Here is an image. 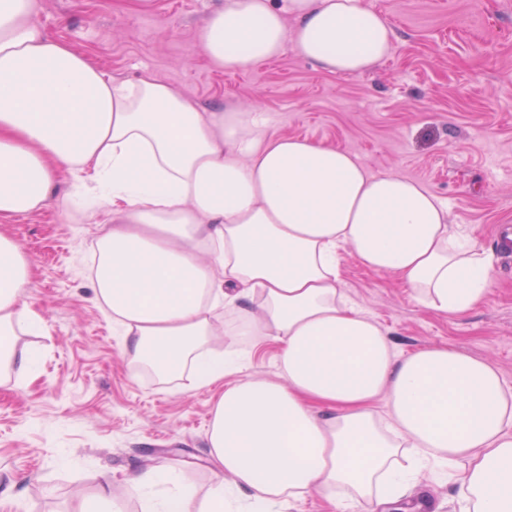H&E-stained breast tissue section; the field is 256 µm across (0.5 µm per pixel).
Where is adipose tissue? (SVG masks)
Instances as JSON below:
<instances>
[{
  "instance_id": "1",
  "label": "adipose tissue",
  "mask_w": 512,
  "mask_h": 512,
  "mask_svg": "<svg viewBox=\"0 0 512 512\" xmlns=\"http://www.w3.org/2000/svg\"><path fill=\"white\" fill-rule=\"evenodd\" d=\"M35 11V0H0V373L32 372L37 356L16 336L46 331L25 301L33 268L1 224L49 205L64 169L69 201L105 208L90 282L134 370L215 392L214 486L195 502L174 471L135 472L141 512H224L228 487L259 506L318 493L383 512L408 475L459 464L473 512H512V389L497 367L443 345L397 355L341 284L347 249L435 312L482 304L493 258L449 224L447 203L350 152L270 134L260 111L203 108L147 71L108 77ZM396 40L363 0H224L199 34L231 72L289 43L325 72L361 75ZM226 311L278 341V379H238L209 353ZM159 485L172 488L161 500Z\"/></svg>"
}]
</instances>
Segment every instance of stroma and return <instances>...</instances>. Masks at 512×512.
<instances>
[{
    "label": "stroma",
    "instance_id": "obj_1",
    "mask_svg": "<svg viewBox=\"0 0 512 512\" xmlns=\"http://www.w3.org/2000/svg\"><path fill=\"white\" fill-rule=\"evenodd\" d=\"M390 18L398 40L389 60L360 76L322 71L293 48L272 62L230 73L209 61L198 34L224 0H37L50 35L107 76L143 71L202 107L261 109L270 133L349 151L375 174L422 183L448 204L494 256L488 299L461 316L433 312L392 275L341 251L342 287L399 353L432 345L492 361L512 388V256L497 225H512V0H365ZM53 205L13 219L8 230L29 257L27 301L48 332L19 333L35 371L0 379V480L24 493L0 512H80L108 480L126 512V480L146 465L172 468L200 499L215 481L207 431L214 394L132 373L116 327L90 288L99 211L67 205L73 179L55 175ZM217 348L236 345L246 377L276 378L279 344L231 337L217 321ZM459 470H420L407 504L429 496L432 512H461Z\"/></svg>",
    "mask_w": 512,
    "mask_h": 512
}]
</instances>
